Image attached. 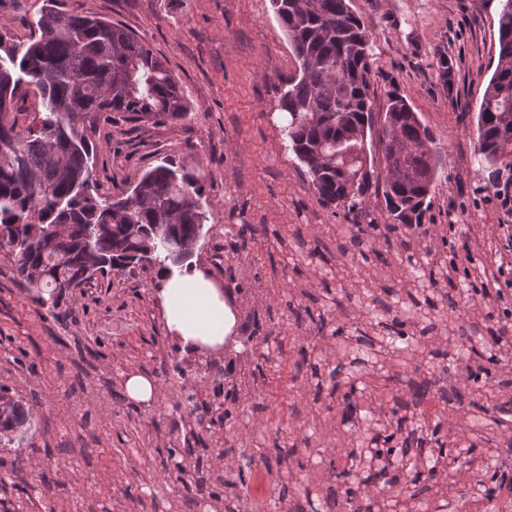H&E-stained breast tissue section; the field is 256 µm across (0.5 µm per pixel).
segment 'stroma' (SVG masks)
<instances>
[{
  "instance_id": "35a3bbf8",
  "label": "stroma",
  "mask_w": 512,
  "mask_h": 512,
  "mask_svg": "<svg viewBox=\"0 0 512 512\" xmlns=\"http://www.w3.org/2000/svg\"><path fill=\"white\" fill-rule=\"evenodd\" d=\"M60 3L126 27L178 80L186 121L99 123L98 189L130 190L165 159L198 171L208 220L193 260L223 282L256 347L246 362L223 353L247 373L224 385L230 420L197 424L177 404L187 380L157 372L177 345L155 268L95 275L55 307L0 250V384L34 411L29 447L0 448V512H192L202 497L225 512L242 485L239 459L221 454L276 444L272 489L299 490L300 512H512V413L499 410L512 372L492 369L480 409L468 380L482 359H512V286L495 265L512 210L483 192L475 161L501 0H350L372 45L374 111L398 90L433 137L439 164L412 230H361L318 202L281 133L280 96L299 66L271 0ZM43 4L0 0V32L28 40ZM399 315L410 342L396 350ZM131 374L156 378L158 398L127 402ZM428 385L464 392L424 418L409 396ZM158 413L184 421L179 439ZM174 446L193 450L179 475L165 471ZM496 472L507 480L486 495L480 481Z\"/></svg>"
}]
</instances>
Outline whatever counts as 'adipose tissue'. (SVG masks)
<instances>
[{"label":"adipose tissue","mask_w":512,"mask_h":512,"mask_svg":"<svg viewBox=\"0 0 512 512\" xmlns=\"http://www.w3.org/2000/svg\"><path fill=\"white\" fill-rule=\"evenodd\" d=\"M159 299L168 335L182 349L216 354L233 336L236 310L224 298V290L198 267L170 264L158 270Z\"/></svg>","instance_id":"obj_1"}]
</instances>
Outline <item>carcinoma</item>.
I'll return each mask as SVG.
<instances>
[{"label": "carcinoma", "instance_id": "1", "mask_svg": "<svg viewBox=\"0 0 512 512\" xmlns=\"http://www.w3.org/2000/svg\"><path fill=\"white\" fill-rule=\"evenodd\" d=\"M33 35L0 33V248L17 278L58 305L95 274L190 261L203 236L202 177L172 162L146 172L129 193L95 191L97 154L89 132L101 119L177 123L190 105L148 44L125 27L47 0ZM299 74L280 99L282 134L326 208L362 211L382 188L384 223L419 228L435 180L431 136L396 91L372 111L371 47L349 0H272ZM41 109L19 123L21 85ZM381 148L377 159L367 133ZM476 160L484 190H512V0H502L498 61L477 115ZM33 426L29 403L0 386V447L20 448Z\"/></svg>", "mask_w": 512, "mask_h": 512}]
</instances>
